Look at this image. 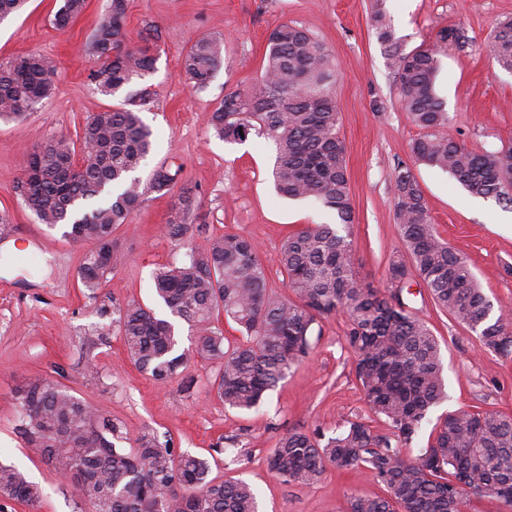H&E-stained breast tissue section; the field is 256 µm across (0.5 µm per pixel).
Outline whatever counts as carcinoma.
<instances>
[{"mask_svg": "<svg viewBox=\"0 0 512 512\" xmlns=\"http://www.w3.org/2000/svg\"><path fill=\"white\" fill-rule=\"evenodd\" d=\"M85 0H63L54 17L66 28ZM124 0H111L94 30L89 79L105 96L118 93L155 65L148 46H130L123 37ZM374 21L378 39L389 44L400 99L410 120L427 133L411 145L414 157L447 172L470 194L512 203L503 174L512 171V149L478 153L438 134L447 121L445 103L435 91L438 53L418 48L405 53L393 42L385 14ZM440 42L462 48L460 28L444 30ZM486 55L512 71V19L498 22ZM224 63V44L197 39L183 66L195 89L207 87ZM55 66L36 54L0 67V118H20L49 98ZM334 75L327 50L304 29L283 23L267 38L259 85L224 95L210 126L226 143L250 134L272 142L277 196L309 201L334 213L336 223L317 224L286 239L280 263L292 296L269 289L257 244L238 233L190 246L198 207L189 188L178 202L164 235L187 246L178 266L159 269L154 288L169 316L138 303L116 307L117 318L100 325L107 336L117 324L130 359L156 380L187 368L191 357L217 364L211 388L224 405L252 410L308 354L313 327L322 318L347 316L344 340L370 410L385 418L397 441L411 445L429 409L445 395L438 340L427 323L407 309L401 296L366 283L355 262L349 226L350 202L345 146L333 96ZM150 93L140 92L127 106L98 112L87 121L82 164L60 166L76 154L58 139L34 149L17 185L24 205L50 229L92 245L81 265V285L93 293L105 276L124 262L114 236L143 197L134 176L149 154L153 132L140 117ZM182 167L163 164L149 178L150 189L170 192ZM394 208L406 258L389 266V280L411 273L429 289L435 306L474 333L488 351L512 353V323L493 316L466 261L430 224L423 192L412 172L395 181ZM238 326L241 341H228L212 325L216 312ZM196 331L194 349L180 348L175 321ZM15 399L19 430L35 454L55 464L73 482L86 512H258L254 488L238 480L209 478L206 459L178 455L171 440L144 433L130 440L120 423L102 416L59 381L38 375L21 386ZM369 467L384 495H353L348 512H470L475 498L512 504V415L500 411L446 414L427 445L413 455L368 422H353L330 437L294 427L278 439L268 458L270 472L286 484L311 485L327 466ZM42 488L13 465L0 464V499L34 505Z\"/></svg>", "mask_w": 512, "mask_h": 512, "instance_id": "cac0c4a2", "label": "carcinoma"}]
</instances>
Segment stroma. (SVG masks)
Listing matches in <instances>:
<instances>
[{
	"mask_svg": "<svg viewBox=\"0 0 512 512\" xmlns=\"http://www.w3.org/2000/svg\"><path fill=\"white\" fill-rule=\"evenodd\" d=\"M61 3L27 0L20 13L0 20V64L36 53L55 65L50 98L19 119L0 120V216L10 219L0 229V462L15 465L44 491L35 505L4 501L0 512H81L76 489L30 450L17 429L15 389L29 377L57 372L72 394L122 421L130 438L145 431L168 435L175 452L208 459L212 475L253 485L258 512H347L350 496L381 493L363 465L327 468L310 486L283 483L267 468L271 448L291 427L331 436L351 422L370 420L388 432L367 407L352 370L344 314L319 322L309 354L256 411L224 407L209 389L214 363L196 358L158 381L134 365L118 332L93 340L101 308L134 301L166 315L153 276L183 261L186 249L160 232L177 192L145 190L141 206L116 231L124 262L91 294L77 280L88 245L47 228L22 205L16 186L28 154L60 137L80 143L87 118L116 103L88 80L89 37L110 0H86L63 30L53 24ZM374 6L375 0H125V42L149 40L157 56L154 70L127 88L131 94L143 88L151 93L140 116L154 132L153 145L137 175L148 180L156 166L177 158L183 185L199 201L193 221L201 229L193 246L204 248L211 236L225 232L251 238L269 286L287 294L279 263L284 240L332 217L313 204L277 197L271 144L254 135L225 143L208 120L225 94L259 83L268 33L285 22L296 24L324 44L334 63L333 96L355 214L350 238L364 280L387 290L389 264L405 254L394 211L395 177L405 167L419 183L440 236L466 259L490 300L509 306L505 318L512 321V205L477 199L412 155L411 144L423 130L402 107L389 48L374 27ZM384 9L403 51H440L436 90L446 102L444 134L481 153L512 145V71L484 52L498 21L512 17V0H384ZM448 27L465 31L464 48L440 44L439 33ZM206 36L223 40L224 66L206 89L195 90L182 59ZM403 298L439 342L446 391L445 400L428 411L414 448L426 445L446 413L512 414V355L482 348L475 334L434 308L418 278L406 279ZM219 440L225 449L217 454L212 446Z\"/></svg>",
	"mask_w": 512,
	"mask_h": 512,
	"instance_id": "stroma-1",
	"label": "stroma"
}]
</instances>
